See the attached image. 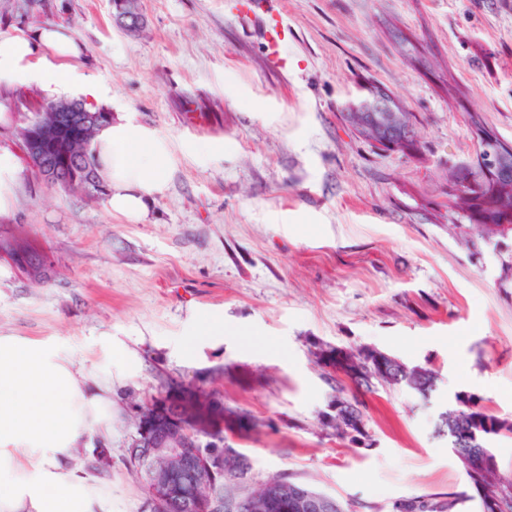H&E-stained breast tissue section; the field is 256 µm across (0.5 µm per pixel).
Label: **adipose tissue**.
Wrapping results in <instances>:
<instances>
[{
	"mask_svg": "<svg viewBox=\"0 0 512 512\" xmlns=\"http://www.w3.org/2000/svg\"><path fill=\"white\" fill-rule=\"evenodd\" d=\"M83 44L63 24L0 38V85H39L111 106L100 81L72 62ZM111 210L140 214L166 182L168 154L133 122L104 126L94 140ZM112 433V365H86L62 345L0 336V512H114L112 488L73 454Z\"/></svg>",
	"mask_w": 512,
	"mask_h": 512,
	"instance_id": "1",
	"label": "adipose tissue"
}]
</instances>
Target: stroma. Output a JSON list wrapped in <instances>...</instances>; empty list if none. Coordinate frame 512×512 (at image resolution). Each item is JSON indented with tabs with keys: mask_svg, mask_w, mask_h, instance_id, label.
<instances>
[{
	"mask_svg": "<svg viewBox=\"0 0 512 512\" xmlns=\"http://www.w3.org/2000/svg\"><path fill=\"white\" fill-rule=\"evenodd\" d=\"M140 6L146 27L130 35L110 0H0L2 37L65 22L113 122L132 119L169 151L141 215L32 172L0 215V231L49 262L36 281L0 257V336L112 361V464L97 476L117 512H150L124 454L136 406L165 378L221 401L225 421L250 417L236 446L251 469L228 493L285 474L353 512L422 495L480 512L442 417L461 393L512 420V237L460 233L448 180L476 156L472 117L512 142V0H283L277 63L239 0ZM369 84L409 112L417 149L374 148L345 120ZM0 98L12 103L0 148L22 155L16 130L47 97L32 84ZM186 112L205 124L185 128ZM196 311L222 315L224 333L187 362L177 345ZM336 346L431 368L436 389L358 391L366 435L340 440L336 375L317 354Z\"/></svg>",
	"mask_w": 512,
	"mask_h": 512,
	"instance_id": "stroma-1",
	"label": "stroma"
}]
</instances>
